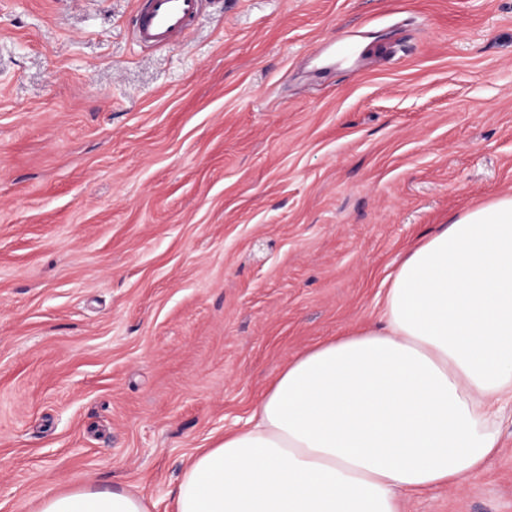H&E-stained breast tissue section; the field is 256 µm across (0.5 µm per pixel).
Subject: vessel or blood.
Returning a JSON list of instances; mask_svg holds the SVG:
<instances>
[{
  "mask_svg": "<svg viewBox=\"0 0 512 512\" xmlns=\"http://www.w3.org/2000/svg\"><path fill=\"white\" fill-rule=\"evenodd\" d=\"M199 16V0H145L136 14L133 36L146 48L165 46Z\"/></svg>",
  "mask_w": 512,
  "mask_h": 512,
  "instance_id": "1",
  "label": "vessel or blood"
}]
</instances>
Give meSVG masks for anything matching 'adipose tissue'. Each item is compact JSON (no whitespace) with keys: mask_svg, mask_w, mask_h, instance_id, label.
<instances>
[{"mask_svg":"<svg viewBox=\"0 0 512 512\" xmlns=\"http://www.w3.org/2000/svg\"><path fill=\"white\" fill-rule=\"evenodd\" d=\"M512 415V194L471 208L405 256L380 322L317 343L244 428L189 459L174 512H400L498 454ZM38 512H150L76 482Z\"/></svg>","mask_w":512,"mask_h":512,"instance_id":"obj_1","label":"adipose tissue"}]
</instances>
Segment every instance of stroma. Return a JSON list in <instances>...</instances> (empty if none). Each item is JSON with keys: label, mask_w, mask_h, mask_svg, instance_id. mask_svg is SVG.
<instances>
[{"label": "stroma", "mask_w": 512, "mask_h": 512, "mask_svg": "<svg viewBox=\"0 0 512 512\" xmlns=\"http://www.w3.org/2000/svg\"><path fill=\"white\" fill-rule=\"evenodd\" d=\"M0 0V512L87 480L173 512L288 361L512 193V0ZM361 33L393 56L327 65ZM403 512H512V428ZM199 16L198 0H145L136 13L133 36L145 48L166 46Z\"/></svg>", "instance_id": "1"}]
</instances>
